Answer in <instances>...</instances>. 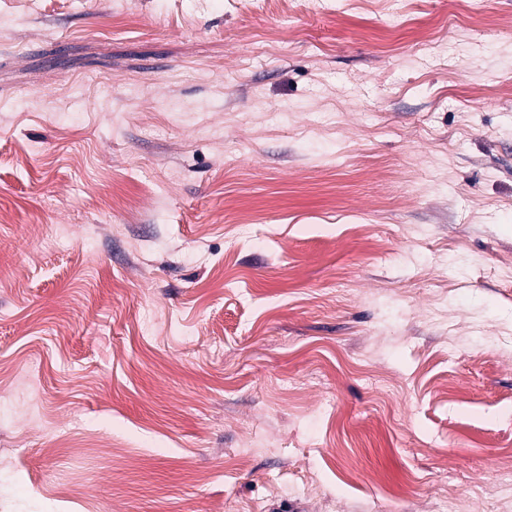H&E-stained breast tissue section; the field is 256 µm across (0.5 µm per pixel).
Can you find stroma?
<instances>
[{"label":"stroma","mask_w":512,"mask_h":512,"mask_svg":"<svg viewBox=\"0 0 512 512\" xmlns=\"http://www.w3.org/2000/svg\"><path fill=\"white\" fill-rule=\"evenodd\" d=\"M0 210V512H512V0H0Z\"/></svg>","instance_id":"stroma-1"}]
</instances>
